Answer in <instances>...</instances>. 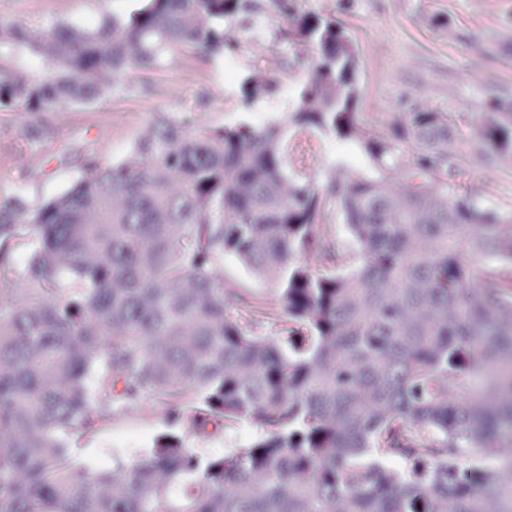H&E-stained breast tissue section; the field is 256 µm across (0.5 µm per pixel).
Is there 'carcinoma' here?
Listing matches in <instances>:
<instances>
[{"mask_svg":"<svg viewBox=\"0 0 512 512\" xmlns=\"http://www.w3.org/2000/svg\"><path fill=\"white\" fill-rule=\"evenodd\" d=\"M269 2L315 53L285 121L164 117L35 208L0 195V512H512V225L461 182L512 171V97L466 138L417 101L379 134L342 24ZM251 11L142 0L42 35L0 26V55L50 64L0 61V112L104 102L169 54L232 56ZM279 92L249 77L241 103ZM290 126L356 141L376 174L318 192L288 170ZM332 209L353 254L321 234ZM226 253L278 303L224 288ZM147 394L168 407L147 455L79 468L74 446ZM239 423L256 427L242 448L188 444Z\"/></svg>","mask_w":512,"mask_h":512,"instance_id":"obj_1","label":"carcinoma"}]
</instances>
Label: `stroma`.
<instances>
[{"label":"stroma","mask_w":512,"mask_h":512,"mask_svg":"<svg viewBox=\"0 0 512 512\" xmlns=\"http://www.w3.org/2000/svg\"><path fill=\"white\" fill-rule=\"evenodd\" d=\"M252 25L237 31L238 80L224 82L220 57L172 55L151 71H130L103 104L65 103L47 112H0V195L18 193L29 206L67 190L88 155L106 164L121 160L159 115L170 114L195 128L231 124L256 113L273 119L295 106L294 96L258 98L242 108L240 80L262 76L297 86L309 73L314 56L308 46H291L284 34L288 20L275 16L266 0H251ZM141 0H0V25L44 30L64 21L84 26L101 12L129 17ZM303 14L334 16L351 35L358 55V111L364 126L383 131L417 100L441 112L461 115L471 133L488 93L512 95V0H354L343 10L340 0H298ZM448 20L445 28L434 17ZM38 138H29V127ZM291 143L304 151L301 170L318 190L340 174L371 173L365 156L336 152V139L313 130L289 131ZM465 180L485 204L512 215V174L480 167ZM164 428V409L145 398L134 411L76 452L79 465L109 466L113 456L135 462Z\"/></svg>","instance_id":"1"}]
</instances>
